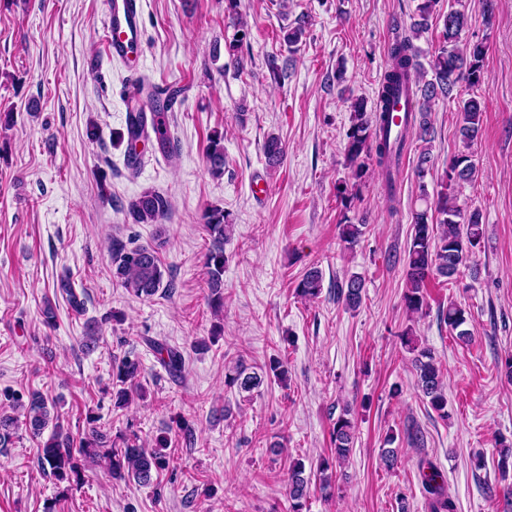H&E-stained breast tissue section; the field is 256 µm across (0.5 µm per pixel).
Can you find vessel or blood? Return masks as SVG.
Segmentation results:
<instances>
[{"label":"vessel or blood","instance_id":"b4317fda","mask_svg":"<svg viewBox=\"0 0 512 512\" xmlns=\"http://www.w3.org/2000/svg\"><path fill=\"white\" fill-rule=\"evenodd\" d=\"M141 19V0H108L103 19L104 53L108 59L126 63L124 92L131 98L142 97L148 88L136 61L143 39Z\"/></svg>","mask_w":512,"mask_h":512}]
</instances>
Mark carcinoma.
I'll return each instance as SVG.
<instances>
[{"label":"carcinoma","instance_id":"carcinoma-1","mask_svg":"<svg viewBox=\"0 0 512 512\" xmlns=\"http://www.w3.org/2000/svg\"><path fill=\"white\" fill-rule=\"evenodd\" d=\"M224 13L237 31L235 37L225 44V51L233 60H238L244 44L248 43L250 29L239 20L238 0H225ZM415 20L410 26V34L395 39L387 49L389 65L378 86L376 97L368 102L363 98L354 99L350 108L353 112L351 125L346 132L345 159L350 169L351 181H343L336 186L337 196L345 208H350L357 198L356 187L362 181L369 166L381 171L387 188H392L395 174L406 149L410 135L422 142L417 158L416 174L421 183L418 196L419 207L412 211V231L404 256L405 291L403 302L406 311L415 314L427 308V288L433 277L452 279L463 266L484 236L482 213L473 209L465 211L458 204L457 189L476 180L478 168L473 159L472 148L482 136L483 106L478 96L472 95L459 104L457 134L462 143V151L448 164L437 179L439 190L431 195L426 189L424 178L433 167L429 149L425 147L430 136L428 112L435 100L450 98L457 85L464 82L471 89H478L486 80L485 43H470L464 40L468 28L469 15L462 0H454L443 10L442 0H419ZM442 26L441 43L428 56L427 64L420 62V50L414 44L428 31L429 22ZM305 35V21L284 31L283 39L290 47H296ZM410 92L416 98L418 115L404 119V131L398 136L390 134L396 126L393 105L403 92ZM264 155L270 166L278 165L284 155L280 138L271 136L263 146ZM206 164L214 177L224 175V134L219 133L209 139L206 147ZM171 213L169 197L159 191L147 189L141 192L128 205V215L135 224H160ZM202 220L209 236L210 246L205 253L209 289L208 303L213 313L224 312V239L234 227L232 214L222 208H207ZM340 238L353 247L363 235L361 225L349 220L339 224ZM112 274L123 288L138 298L150 299L160 288L170 287L165 280L167 271L157 249L151 245L133 248L116 241L112 243ZM322 273L313 267L307 270L296 286L297 294L314 300L322 292ZM338 298L346 307L356 309L361 305L364 280L357 274L348 276L337 285ZM438 316L448 328L456 333L459 341L467 344L471 340L468 312L462 305L450 303L438 311ZM404 345L414 354L416 385L427 399L431 408L442 419L448 418V397L445 376L435 361L430 349L420 347L409 332H404ZM155 352L165 369L178 375L184 368V355L175 348L163 343H154ZM113 371L121 387L112 392L117 408L128 402V391L124 384L137 379L141 373L140 361L128 355L114 361ZM225 383L237 386L244 391H252L262 380L256 374L247 372L242 361H237L225 372ZM54 403L40 393L30 396L23 406V424L35 438L41 439L39 467L58 482L77 484L81 480L82 461L99 459L105 462L114 479L131 478L141 485L152 483L153 475L166 469L170 463L167 453L168 441L165 437L156 440L155 447L146 448L140 438L132 434L121 440V447L108 445L104 435L91 429L88 435L74 439L63 432L59 424H54L51 435L42 440L44 430L54 420L51 410ZM18 419L0 414V446L6 445L14 434ZM354 422L350 411L344 410L334 423L330 442L331 454L320 458L316 465L320 489L330 496L335 491L333 470L342 464L354 444ZM421 486L425 496L427 512H457L455 500L448 494L445 478L438 466L429 458L418 461ZM300 459L290 461L288 468V490L290 512H303L307 497L309 477Z\"/></svg>","mask_w":512,"mask_h":512}]
</instances>
